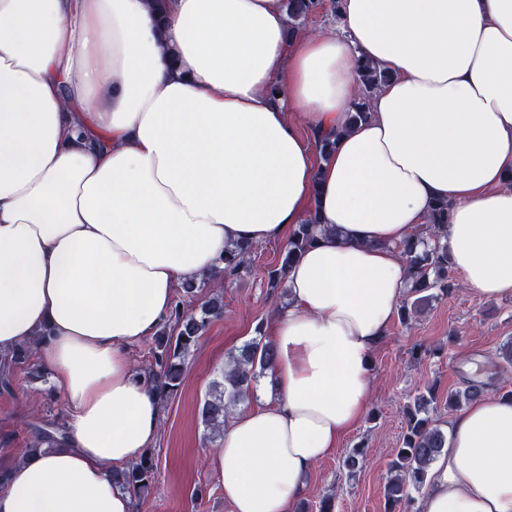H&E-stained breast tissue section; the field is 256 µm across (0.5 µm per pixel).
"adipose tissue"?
I'll list each match as a JSON object with an SVG mask.
<instances>
[{
	"instance_id": "1",
	"label": "adipose tissue",
	"mask_w": 512,
	"mask_h": 512,
	"mask_svg": "<svg viewBox=\"0 0 512 512\" xmlns=\"http://www.w3.org/2000/svg\"><path fill=\"white\" fill-rule=\"evenodd\" d=\"M343 35L283 0H0V351L40 333L64 445L13 463L0 512H133L115 469L160 408L133 366L175 288L314 211L272 320L275 402L215 455L233 512H296L372 397L409 285L400 244L448 204L467 289L512 296V0H342ZM384 70L349 122L356 60ZM333 134L328 161L313 143ZM417 512H512V399L448 419Z\"/></svg>"
}]
</instances>
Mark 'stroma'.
<instances>
[{
  "label": "stroma",
  "mask_w": 512,
  "mask_h": 512,
  "mask_svg": "<svg viewBox=\"0 0 512 512\" xmlns=\"http://www.w3.org/2000/svg\"><path fill=\"white\" fill-rule=\"evenodd\" d=\"M285 241L256 246L248 270L224 282V315L212 321L188 358L178 392L160 411V428L150 450L157 464L154 487L136 512H233L212 463L215 438L204 428L199 409L213 382L221 380L229 353L256 336L274 315L268 297L267 272L280 263ZM448 294L433 300L410 324L392 322L374 355L373 397L360 422L332 454L316 463L304 495L318 507L335 493L334 512H385L389 463L404 432V406L409 395L434 388L446 399L468 365L493 380L494 389L512 390V366L500 358V348L512 340V296L486 298L467 291L456 273H449ZM421 344L441 348L437 357L413 358ZM66 406L50 383L33 385L26 366L14 368L11 388L0 389V466L17 462L35 438L39 421L65 412ZM365 457L355 478L339 467L357 444ZM204 497H196L197 488Z\"/></svg>",
  "instance_id": "1"
}]
</instances>
